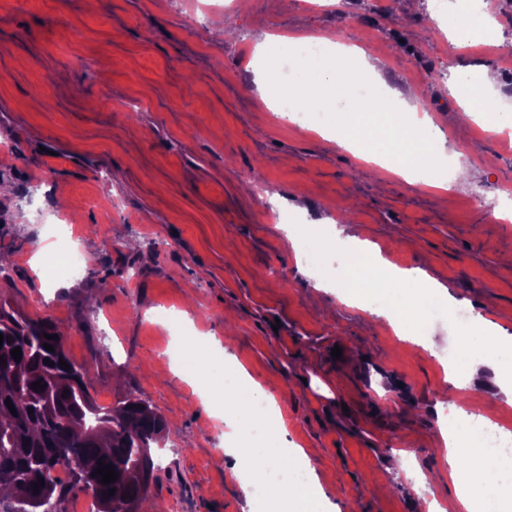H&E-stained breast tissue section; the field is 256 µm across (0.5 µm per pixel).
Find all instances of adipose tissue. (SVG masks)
<instances>
[{
    "label": "adipose tissue",
    "instance_id": "obj_1",
    "mask_svg": "<svg viewBox=\"0 0 512 512\" xmlns=\"http://www.w3.org/2000/svg\"><path fill=\"white\" fill-rule=\"evenodd\" d=\"M454 12L460 22L448 29L451 44L499 42L498 26L482 9L474 7L472 0H457ZM283 57L294 69L292 80L285 85L276 78V68ZM254 66L261 73V98L270 111L286 109L294 117L302 112L340 113V120L320 126L324 139L354 156L375 162L387 174L425 190H436L440 202L448 200V179L442 174L447 160H454L458 174L466 175L471 170L465 154L448 156L444 140L425 135V128L432 124L428 113L391 95L380 79L376 59L365 48L339 43L329 35L269 34L254 48ZM457 98L469 122L490 131L512 125V112L501 109L491 98H482L475 107L470 104L469 91H458ZM393 114L403 115L404 121L393 127L386 138L375 140L366 133V121ZM350 240L347 263L353 277L337 283L336 295L341 301L355 305L367 289L382 290L401 306L400 311L390 312V325L401 339L413 343L419 341L421 325L429 311L452 313L454 299L447 287L416 271L389 266L379 249L361 233L351 234ZM461 345L467 348L465 366H450L446 381L463 388L482 370L492 369L497 373L500 389L512 393V372L498 370L500 357L512 351L511 335L479 314L466 339L455 338L449 343L453 349ZM224 373L234 379L235 391L229 403H222L219 390L205 379L196 383L199 397L223 404L225 422L248 418L264 423L266 428L258 448H230V455L236 459L231 477L246 492L255 485H265L268 500L277 512H304L307 501L320 498L312 465L315 449L286 446L281 438L285 425L276 397L252 384L236 365H225ZM433 442L435 450L443 454L448 478L455 485L456 498L465 512H512V500L502 497L504 465L481 450L477 429L467 423L458 430L443 422ZM280 457L292 459L303 468V485L272 478L270 471Z\"/></svg>",
    "mask_w": 512,
    "mask_h": 512
}]
</instances>
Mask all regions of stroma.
I'll use <instances>...</instances> for the list:
<instances>
[{
	"label": "stroma",
	"mask_w": 512,
	"mask_h": 512,
	"mask_svg": "<svg viewBox=\"0 0 512 512\" xmlns=\"http://www.w3.org/2000/svg\"><path fill=\"white\" fill-rule=\"evenodd\" d=\"M430 16L428 0H347L338 18L306 0H0V183L13 188L0 198V301L52 325L98 404L132 394L163 415L169 465L138 512H248L223 421L168 368L164 315L179 311L275 394L290 447L318 449L334 512H416L425 492L461 512L432 449L437 408L512 419V400L488 377L445 385L440 355L458 333L447 317L422 351L314 288L289 225L244 191L262 178L313 224L355 215L390 262L512 331V223L494 217L512 154L496 134L455 128L438 77L506 70L450 44ZM328 32L370 49L391 88L426 104L448 151L472 158L447 204L265 109L256 42ZM62 238L95 261L50 285L29 260ZM415 468L428 484L408 479Z\"/></svg>",
	"instance_id": "1"
}]
</instances>
